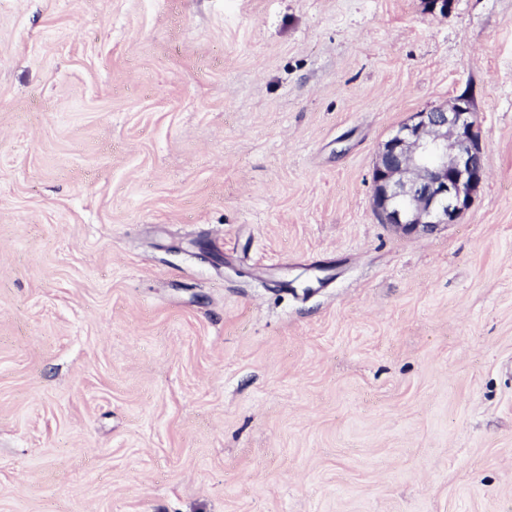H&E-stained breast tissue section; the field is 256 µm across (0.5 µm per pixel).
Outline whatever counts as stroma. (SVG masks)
Returning <instances> with one entry per match:
<instances>
[{
    "label": "stroma",
    "instance_id": "35a3bbf8",
    "mask_svg": "<svg viewBox=\"0 0 512 512\" xmlns=\"http://www.w3.org/2000/svg\"><path fill=\"white\" fill-rule=\"evenodd\" d=\"M0 512H512V0H0ZM484 155L467 98L413 113L378 151L374 207L380 219L408 231L457 223L485 179Z\"/></svg>",
    "mask_w": 512,
    "mask_h": 512
}]
</instances>
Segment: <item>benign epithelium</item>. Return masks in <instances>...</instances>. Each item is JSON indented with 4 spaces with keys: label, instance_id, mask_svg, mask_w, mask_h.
Returning <instances> with one entry per match:
<instances>
[{
    "label": "benign epithelium",
    "instance_id": "benign-epithelium-1",
    "mask_svg": "<svg viewBox=\"0 0 512 512\" xmlns=\"http://www.w3.org/2000/svg\"><path fill=\"white\" fill-rule=\"evenodd\" d=\"M486 176L476 114L466 98L415 112L381 144L374 207L386 224L411 231L455 224Z\"/></svg>",
    "mask_w": 512,
    "mask_h": 512
}]
</instances>
